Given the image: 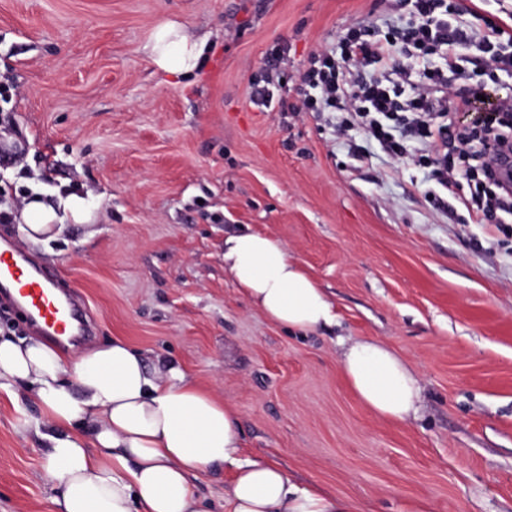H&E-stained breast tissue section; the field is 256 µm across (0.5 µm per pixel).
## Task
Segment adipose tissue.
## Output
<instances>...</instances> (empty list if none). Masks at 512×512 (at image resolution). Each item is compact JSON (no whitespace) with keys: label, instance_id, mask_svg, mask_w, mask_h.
Here are the masks:
<instances>
[{"label":"adipose tissue","instance_id":"1","mask_svg":"<svg viewBox=\"0 0 512 512\" xmlns=\"http://www.w3.org/2000/svg\"><path fill=\"white\" fill-rule=\"evenodd\" d=\"M149 55L160 70L186 75L201 43L176 20L157 25ZM224 267L271 322L303 333L332 323L323 288L270 235L242 231L224 241ZM345 381L372 413L395 423L419 411L417 371L372 339L345 346ZM24 387L48 431L46 477L56 512H204L200 474L229 469L224 512H357L351 500L292 482L279 465L248 460L236 412L178 366L152 364L119 338L64 354L35 337L0 334V392Z\"/></svg>","mask_w":512,"mask_h":512}]
</instances>
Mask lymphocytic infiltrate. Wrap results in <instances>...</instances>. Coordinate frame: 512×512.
Wrapping results in <instances>:
<instances>
[{"label":"lymphocytic infiltrate","instance_id":"obj_1","mask_svg":"<svg viewBox=\"0 0 512 512\" xmlns=\"http://www.w3.org/2000/svg\"><path fill=\"white\" fill-rule=\"evenodd\" d=\"M416 25L388 30L386 37H374L369 23H359L347 37V52L342 65L329 56L315 58L301 81L328 106L344 104L347 111L365 119L368 135L396 158L409 153L407 142L422 144L420 161H429V152L451 145L468 168L484 177L463 204L477 223H486L491 213L512 215V178L491 169V155L512 151V101H498L471 126L456 136L448 134V117L475 109L477 95L464 88L450 86L445 70L455 69L460 47L479 41L489 61L511 65L512 54L505 52L504 29L493 19H484L472 29L459 21L463 9L449 11L445 0H414ZM441 55L445 67H429L431 55ZM380 71H373V64ZM420 68L422 79L410 81V67ZM403 125L401 136L392 133L393 124Z\"/></svg>","mask_w":512,"mask_h":512}]
</instances>
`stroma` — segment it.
Here are the masks:
<instances>
[{
	"instance_id": "1",
	"label": "stroma",
	"mask_w": 512,
	"mask_h": 512,
	"mask_svg": "<svg viewBox=\"0 0 512 512\" xmlns=\"http://www.w3.org/2000/svg\"><path fill=\"white\" fill-rule=\"evenodd\" d=\"M411 0H0V235L55 273L94 327L180 366L235 408L244 455L358 512H512V219L474 224L458 202L469 175L438 184L346 112L256 108L255 84L285 47L283 97L349 31L406 28ZM175 19L206 37L201 66L175 76L145 45ZM450 76L512 98V67L471 43ZM82 222L37 243L21 212L40 198ZM283 242L336 310L303 334L270 322L224 268L227 235ZM373 338L418 373L403 424L366 409L340 372L343 346ZM42 418L0 394V512H53Z\"/></svg>"
}]
</instances>
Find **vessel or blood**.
I'll return each mask as SVG.
<instances>
[{"mask_svg":"<svg viewBox=\"0 0 512 512\" xmlns=\"http://www.w3.org/2000/svg\"><path fill=\"white\" fill-rule=\"evenodd\" d=\"M12 299L27 315L32 329L41 336L63 342L73 335L72 316L62 311L63 292L45 269L18 246L0 241V297Z\"/></svg>","mask_w":512,"mask_h":512,"instance_id":"obj_1","label":"vessel or blood"}]
</instances>
